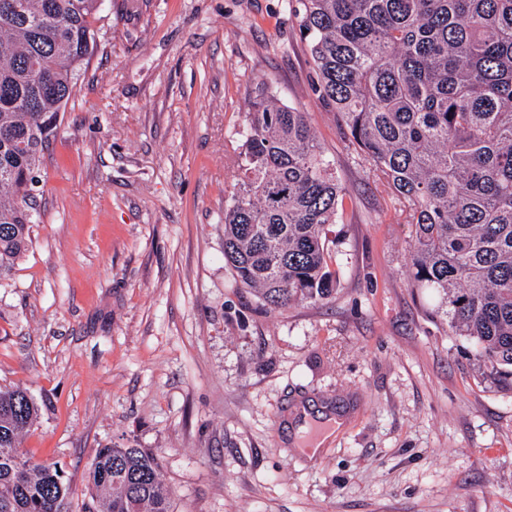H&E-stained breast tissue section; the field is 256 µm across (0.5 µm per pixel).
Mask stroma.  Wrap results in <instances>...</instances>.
I'll list each match as a JSON object with an SVG mask.
<instances>
[{"label": "stroma", "mask_w": 512, "mask_h": 512, "mask_svg": "<svg viewBox=\"0 0 512 512\" xmlns=\"http://www.w3.org/2000/svg\"><path fill=\"white\" fill-rule=\"evenodd\" d=\"M98 27L0 279V385L40 406L21 451L63 469L74 512L96 449L127 445L173 512H512V388L412 288L406 204L314 94L287 0H102ZM262 80L345 189L321 303L261 306L224 260ZM309 402L345 420L312 460L290 429Z\"/></svg>", "instance_id": "stroma-1"}]
</instances>
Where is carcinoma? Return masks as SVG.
<instances>
[{
  "label": "carcinoma",
  "mask_w": 512,
  "mask_h": 512,
  "mask_svg": "<svg viewBox=\"0 0 512 512\" xmlns=\"http://www.w3.org/2000/svg\"><path fill=\"white\" fill-rule=\"evenodd\" d=\"M315 94L408 209L413 286L512 388V0H288ZM100 0H0V277L31 243L29 183L96 47ZM224 260L262 305L320 302L342 187L305 113L257 84L236 132ZM39 415L0 386V512H60L55 464L20 465ZM82 512H171L149 448H98Z\"/></svg>",
  "instance_id": "cac0c4a2"
}]
</instances>
